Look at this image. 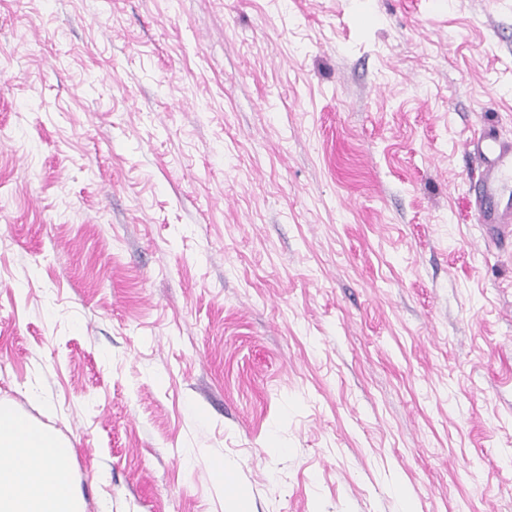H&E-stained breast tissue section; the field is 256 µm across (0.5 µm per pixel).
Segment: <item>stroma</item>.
<instances>
[{
  "label": "stroma",
  "mask_w": 512,
  "mask_h": 512,
  "mask_svg": "<svg viewBox=\"0 0 512 512\" xmlns=\"http://www.w3.org/2000/svg\"><path fill=\"white\" fill-rule=\"evenodd\" d=\"M484 127L512 0H0V401L85 512H512Z\"/></svg>",
  "instance_id": "35a3bbf8"
}]
</instances>
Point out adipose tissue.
Returning <instances> with one entry per match:
<instances>
[{
    "instance_id": "ef3b65f1",
    "label": "adipose tissue",
    "mask_w": 512,
    "mask_h": 512,
    "mask_svg": "<svg viewBox=\"0 0 512 512\" xmlns=\"http://www.w3.org/2000/svg\"><path fill=\"white\" fill-rule=\"evenodd\" d=\"M71 448L0 403V512H83Z\"/></svg>"
}]
</instances>
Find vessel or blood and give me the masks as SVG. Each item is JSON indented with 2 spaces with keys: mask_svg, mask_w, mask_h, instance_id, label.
Segmentation results:
<instances>
[{
  "mask_svg": "<svg viewBox=\"0 0 512 512\" xmlns=\"http://www.w3.org/2000/svg\"><path fill=\"white\" fill-rule=\"evenodd\" d=\"M464 147L478 162L472 184L476 219L496 239H507L512 235V206L500 199L512 184V142L473 131L465 137Z\"/></svg>",
  "mask_w": 512,
  "mask_h": 512,
  "instance_id": "obj_1",
  "label": "vessel or blood"
}]
</instances>
